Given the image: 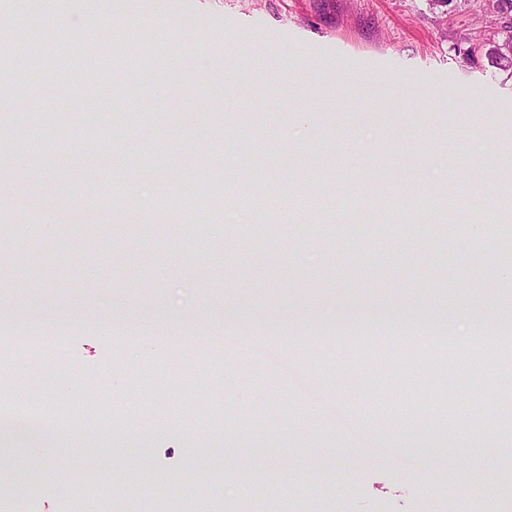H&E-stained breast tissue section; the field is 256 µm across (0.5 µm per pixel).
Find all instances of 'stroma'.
<instances>
[{"instance_id":"35a3bbf8","label":"stroma","mask_w":512,"mask_h":512,"mask_svg":"<svg viewBox=\"0 0 512 512\" xmlns=\"http://www.w3.org/2000/svg\"><path fill=\"white\" fill-rule=\"evenodd\" d=\"M98 7L0 0V138L20 162L0 170V318L66 334L61 360L25 372L29 393L72 423L108 418L92 439H0V512H66L86 493L136 512V472L166 482L156 512H241L270 483L263 512H448L484 496L512 472V309L495 244L468 234L496 224L512 184V78L456 48L490 33L488 0H112L111 68H64L57 47L85 50ZM20 34L53 49L9 53ZM327 60L370 85L340 86ZM37 68L34 93L17 74ZM30 183L88 210L125 207L136 184L153 219L49 229L15 198ZM449 192L463 247L416 231ZM385 203L402 219L377 235ZM233 333L278 343L342 424L202 346ZM474 336L500 339L481 399L463 383L445 400L441 375ZM143 369L157 385L134 382ZM243 431L252 447L235 444Z\"/></svg>"}]
</instances>
